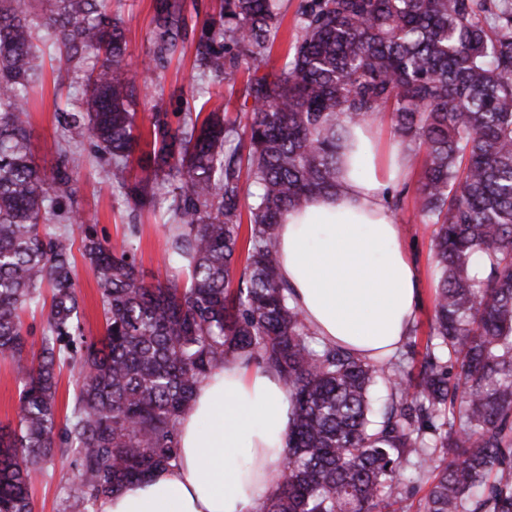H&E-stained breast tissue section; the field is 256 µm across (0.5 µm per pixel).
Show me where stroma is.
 <instances>
[{
  "mask_svg": "<svg viewBox=\"0 0 512 512\" xmlns=\"http://www.w3.org/2000/svg\"><path fill=\"white\" fill-rule=\"evenodd\" d=\"M185 23L182 41L170 63L163 68H145L154 50L155 5L157 0H111L109 11L120 21L126 39L125 62L139 81L148 83L153 96L139 100L136 107V126L141 134L150 131L155 107L166 112H186L198 108L206 111L243 114V84L246 71L224 79L196 68L195 43L203 23L219 11L220 0H176ZM54 63L50 57L39 61L38 76L33 82L34 92L29 104V122L32 149L41 171L49 173L59 159H67L71 181L62 197L63 210L77 209L85 216L84 225L67 223L54 218L50 229L70 232L81 239L83 226L92 227L98 237L119 239L128 234L129 225H137L138 233L131 236L137 248L136 259L149 282H167L184 276L182 267L165 262L164 255L168 227L171 222V194L166 188L156 187L153 201L143 209H133L119 189L103 182L98 168L105 156L90 143L63 148L61 131L56 120V96L68 97L78 104L83 90V77L89 61H82L63 76L62 87L53 84ZM420 178L419 167H412L401 207L396 209V220L402 228L401 242L422 276V296L415 317L418 327L415 351L424 356L429 320L433 314L434 283L431 268L434 264L431 225L426 224L415 206L416 188ZM129 235V234H128ZM76 296L80 323L87 341L100 340L105 334L101 293L95 277L84 258L76 260ZM71 460L54 459L40 464L30 472V491L34 512H71L72 489L59 481V471L71 467Z\"/></svg>",
  "mask_w": 512,
  "mask_h": 512,
  "instance_id": "obj_1",
  "label": "stroma"
}]
</instances>
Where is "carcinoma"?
<instances>
[{"label":"carcinoma","mask_w":512,"mask_h":512,"mask_svg":"<svg viewBox=\"0 0 512 512\" xmlns=\"http://www.w3.org/2000/svg\"><path fill=\"white\" fill-rule=\"evenodd\" d=\"M52 31L58 72L85 58L79 110L57 113L67 141L92 139L102 177L134 208L162 181L175 224L166 259L187 281L148 283L132 244L83 230L105 336L87 342L74 290L73 241L48 231L71 175L33 160L28 90ZM157 51L176 47L175 5H156ZM281 0H220L195 62L232 77L252 61L246 122L153 115L146 175L130 181L138 96L126 42L105 0H0V358L15 367L16 427L0 428V512H32L29 469L76 456L61 480L88 506L178 460V422L211 371L233 359L276 373L294 404L282 477L261 512H408L405 474L427 477L418 512H512V0H302L283 66L259 74ZM391 111L420 160L418 212L434 226L436 287L419 371L319 344L288 300L278 225L336 192L346 123ZM246 261L236 272L243 212ZM52 288L39 351L21 313ZM79 356L82 382L56 450L55 367Z\"/></svg>","instance_id":"cac0c4a2"}]
</instances>
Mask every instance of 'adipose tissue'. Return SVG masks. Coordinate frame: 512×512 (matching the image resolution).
<instances>
[{
  "mask_svg": "<svg viewBox=\"0 0 512 512\" xmlns=\"http://www.w3.org/2000/svg\"><path fill=\"white\" fill-rule=\"evenodd\" d=\"M409 153L385 151L374 125L346 128L336 194L279 227L280 274L321 343L365 359L405 342L421 296L387 190ZM293 404L280 378L231 360L200 383L179 419L175 465L99 503V512H259L281 479Z\"/></svg>",
  "mask_w": 512,
  "mask_h": 512,
  "instance_id": "adipose-tissue-1",
  "label": "adipose tissue"
}]
</instances>
